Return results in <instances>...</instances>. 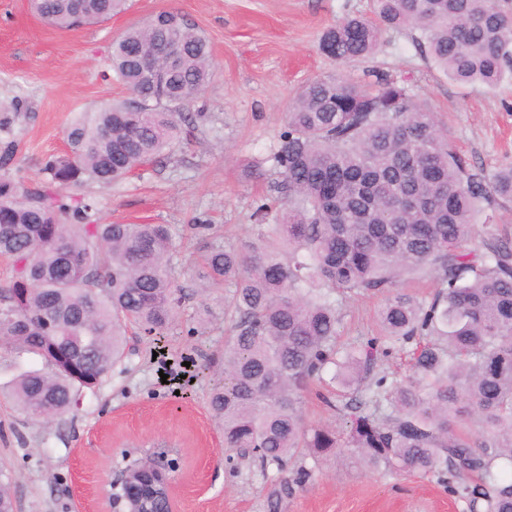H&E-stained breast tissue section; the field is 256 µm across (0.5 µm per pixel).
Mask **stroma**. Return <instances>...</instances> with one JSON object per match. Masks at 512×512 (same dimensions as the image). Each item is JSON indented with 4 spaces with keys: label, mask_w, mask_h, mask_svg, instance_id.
Wrapping results in <instances>:
<instances>
[{
    "label": "stroma",
    "mask_w": 512,
    "mask_h": 512,
    "mask_svg": "<svg viewBox=\"0 0 512 512\" xmlns=\"http://www.w3.org/2000/svg\"><path fill=\"white\" fill-rule=\"evenodd\" d=\"M371 0H131L124 13L77 30L35 16L29 0H0V147L16 146L14 176L34 180L44 159L65 148L80 112L126 98L107 57L113 38L161 10L177 11L207 39L216 72L194 105L189 145L157 158L121 184L81 193L107 222L170 225L182 305L164 340L132 335L127 355L79 407L51 421L27 416L10 395L17 373L0 367V472L16 512H91L92 490L108 484L123 451L168 449L179 471V512H468L436 480L372 468L347 450L326 458L304 487L284 490L275 467L252 458L227 462L224 438L207 399L208 367L224 351L229 291L201 290L190 256L211 243L243 248L255 239L253 212L272 196L265 161L284 112L307 81L332 73L363 81L368 73L405 80L435 112L449 145L472 165L512 164V80L494 88L462 85L419 55L403 32L388 33L374 55L336 64L318 47L336 21L368 13ZM206 219L210 229L195 228ZM380 298H347L339 333L350 341L376 327ZM182 371L162 382L163 364ZM278 510H271V502Z\"/></svg>",
    "instance_id": "1"
}]
</instances>
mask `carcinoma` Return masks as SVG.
I'll list each match as a JSON object with an SVG mask.
<instances>
[{
    "mask_svg": "<svg viewBox=\"0 0 512 512\" xmlns=\"http://www.w3.org/2000/svg\"><path fill=\"white\" fill-rule=\"evenodd\" d=\"M50 25L102 23L126 0H31ZM406 31L449 78L497 86L512 78V13L501 0H372L368 15L328 28L320 49L345 64ZM171 38L177 70L153 86L139 59ZM112 71L142 95L81 113L66 149L33 183L0 152V255L13 276L0 287V347L39 357L11 394L30 417L77 408L122 361L131 329L163 337L181 297L167 224L104 223L95 203L70 193L109 188L172 154L193 126L191 106L209 84L208 41L164 11L112 43ZM266 161L277 198L257 204V242L211 245L198 276L229 289L233 325L208 408L224 447L273 465L285 485L308 481L339 448L368 466L436 477L470 512H512V237L475 224L484 207L512 202V165L487 171L448 147L435 115L400 81L367 85L329 75L303 85L284 113ZM432 279L420 298L399 287ZM382 296L378 333L339 342V300ZM406 358L408 374L389 360ZM331 387L324 405L345 424L310 423L305 394ZM312 460L288 478L299 453ZM168 508L155 487L138 512ZM0 512H15L0 473Z\"/></svg>",
    "mask_w": 512,
    "mask_h": 512,
    "instance_id": "carcinoma-1",
    "label": "carcinoma"
}]
</instances>
